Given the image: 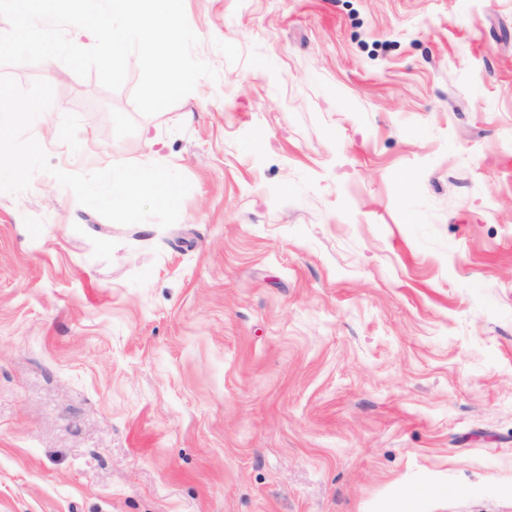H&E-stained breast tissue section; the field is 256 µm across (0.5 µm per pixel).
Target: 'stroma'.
Listing matches in <instances>:
<instances>
[{"instance_id":"1","label":"stroma","mask_w":512,"mask_h":512,"mask_svg":"<svg viewBox=\"0 0 512 512\" xmlns=\"http://www.w3.org/2000/svg\"><path fill=\"white\" fill-rule=\"evenodd\" d=\"M184 6L217 79L30 129L178 222L0 193V512H512V0Z\"/></svg>"}]
</instances>
